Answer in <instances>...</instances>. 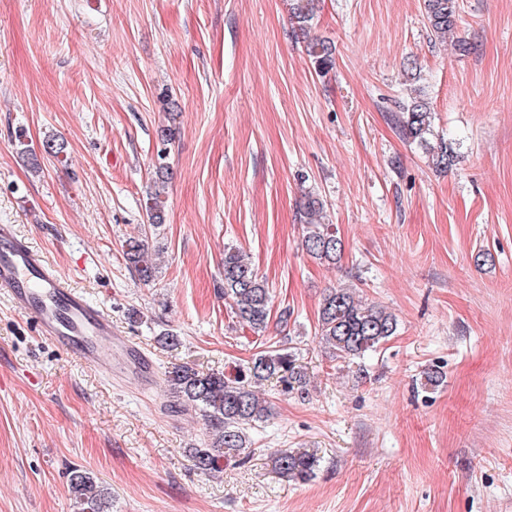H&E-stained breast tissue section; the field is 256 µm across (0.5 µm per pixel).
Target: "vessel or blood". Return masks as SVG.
Listing matches in <instances>:
<instances>
[{
    "mask_svg": "<svg viewBox=\"0 0 512 512\" xmlns=\"http://www.w3.org/2000/svg\"><path fill=\"white\" fill-rule=\"evenodd\" d=\"M0 292L31 320L42 340L77 356L95 374L108 379L119 373L141 382L153 377L151 359L117 335L111 316L11 224H0Z\"/></svg>",
    "mask_w": 512,
    "mask_h": 512,
    "instance_id": "b4317fda",
    "label": "vessel or blood"
}]
</instances>
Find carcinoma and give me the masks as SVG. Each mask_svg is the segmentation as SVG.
Here are the masks:
<instances>
[{
  "instance_id": "obj_1",
  "label": "carcinoma",
  "mask_w": 512,
  "mask_h": 512,
  "mask_svg": "<svg viewBox=\"0 0 512 512\" xmlns=\"http://www.w3.org/2000/svg\"><path fill=\"white\" fill-rule=\"evenodd\" d=\"M315 0H289L291 18L301 31L311 27L315 17ZM423 9L431 35L443 40L457 27V0H423ZM308 55L319 73L325 74L334 64L331 43L313 39L307 44ZM396 125L402 136L423 150L428 165L447 171L455 165L457 154L445 138L436 137L430 103L417 94L399 106ZM157 182L150 194L151 226L164 221L162 194L168 176L167 167L157 168ZM303 218V246L321 263L334 264L342 251V242L331 224L318 220L323 202L306 193L300 200ZM125 259L139 280H154L156 264L149 258L141 240L126 241ZM224 303L238 322L254 333L264 332L271 318V297L264 280L259 278L242 253L224 248ZM319 336L341 359H356L376 350L398 330L395 314L378 305H366L348 286L331 288L323 295L319 310ZM278 378L285 388L302 383V372L296 366L295 354L285 349L267 348L245 363H236L224 373L200 372L189 366L168 372L167 383L174 402L183 410L199 412L207 422L211 442L207 448L189 450L197 469L217 471L223 464L241 462L242 450L250 443L248 429L269 417L270 409L256 388ZM276 472L287 479L306 480L317 466L315 456L305 452L281 449L272 458ZM68 489L79 512H110V488L90 472L73 467L68 473Z\"/></svg>"
}]
</instances>
